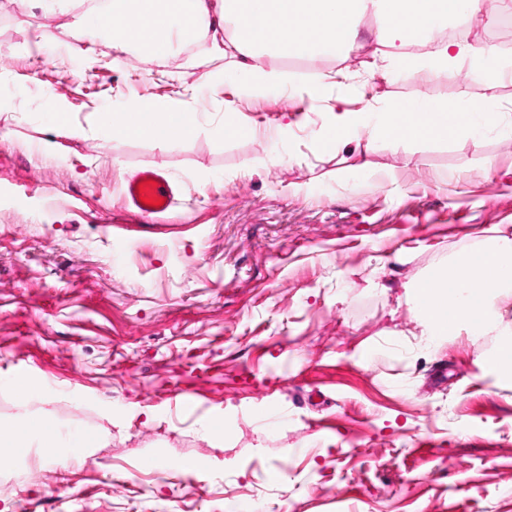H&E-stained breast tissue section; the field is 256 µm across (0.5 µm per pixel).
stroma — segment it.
Segmentation results:
<instances>
[{"label": "stroma", "instance_id": "1", "mask_svg": "<svg viewBox=\"0 0 512 512\" xmlns=\"http://www.w3.org/2000/svg\"><path fill=\"white\" fill-rule=\"evenodd\" d=\"M77 13L0 0V421L17 417L23 369L34 409L100 441L65 466L17 459L0 507L512 512V379L487 361L494 337L419 351L404 300L449 251L512 235V142L397 146L367 126L339 154L315 145L336 106L479 98L465 63L429 79L374 64L368 16L349 56L279 59L292 83L241 99L232 70L192 68L202 45L118 55L81 36ZM458 28L512 58L502 17ZM48 90L83 130L55 158L36 146ZM132 98L197 107L195 134L162 150L94 131ZM228 100L254 137L219 133ZM146 169L175 180L180 204L134 222L121 185ZM265 406L283 413L269 428ZM210 419L223 439L202 435Z\"/></svg>", "mask_w": 512, "mask_h": 512}]
</instances>
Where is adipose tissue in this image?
Masks as SVG:
<instances>
[{
	"label": "adipose tissue",
	"mask_w": 512,
	"mask_h": 512,
	"mask_svg": "<svg viewBox=\"0 0 512 512\" xmlns=\"http://www.w3.org/2000/svg\"><path fill=\"white\" fill-rule=\"evenodd\" d=\"M484 10L485 0H104L90 12L88 31L104 35L115 52L133 49L151 59L167 57L178 46L206 42L196 68L211 75L232 60L248 76L244 93L257 96L287 86L288 74L277 59L349 54L367 14L379 23L375 58L396 62L413 75L418 68L410 46L433 42L439 29ZM433 44L427 75L466 62L468 79L484 90L481 99H424L407 112L393 101L372 118L336 108L318 132V150H339L368 124L378 138L396 143L448 142L464 133L479 139L492 130L511 139L512 121L493 105L501 76L512 70V63L486 45ZM198 121V112L181 102L146 104L135 98L95 119L105 134L148 139L160 147L192 136ZM507 297H512V236L498 228L478 245L454 251L447 262L406 287L425 348L439 349L463 329L475 336H497L500 344L492 361L512 378V326L505 324L499 307ZM29 402V393L19 394L20 428L0 424V465L12 463L26 448L37 449L43 459L57 457V431L47 418L28 411Z\"/></svg>",
	"instance_id": "adipose-tissue-1"
}]
</instances>
